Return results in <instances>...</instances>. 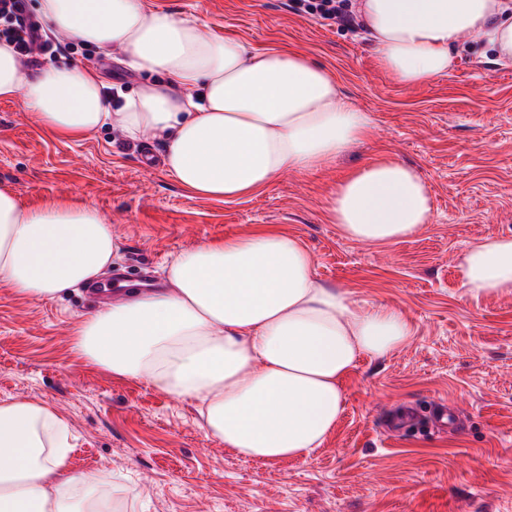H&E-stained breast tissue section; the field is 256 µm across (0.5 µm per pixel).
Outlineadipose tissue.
<instances>
[{"mask_svg":"<svg viewBox=\"0 0 512 512\" xmlns=\"http://www.w3.org/2000/svg\"><path fill=\"white\" fill-rule=\"evenodd\" d=\"M36 9L51 32L120 49L134 70L168 80L144 83L115 109L93 71H35L0 42V98L21 100L60 138L106 125L132 141L158 138L168 174L190 193L245 197L282 173L331 164L372 131L369 113L303 54L254 51L146 0H37ZM355 10L400 83L448 75L464 33L480 35L495 63H512V0H357ZM326 215L347 239L388 245L424 229L432 203L415 168L378 159L337 185ZM117 251L96 207H30L0 188V284L16 294L88 285ZM458 268L472 297L512 294V237L469 246ZM164 275L165 288L130 292L80 323L75 349L113 376L198 403L205 435L245 459L311 456L345 410V378L412 334L398 308L357 305L318 277L300 239L274 229L181 252ZM70 439L54 410L0 401V512H112L102 475L71 467Z\"/></svg>","mask_w":512,"mask_h":512,"instance_id":"1","label":"adipose tissue"}]
</instances>
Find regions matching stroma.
<instances>
[{
    "label": "stroma",
    "mask_w": 512,
    "mask_h": 512,
    "mask_svg": "<svg viewBox=\"0 0 512 512\" xmlns=\"http://www.w3.org/2000/svg\"><path fill=\"white\" fill-rule=\"evenodd\" d=\"M253 50L288 46L327 67L373 119L371 136L313 172L288 171L225 202L189 193L163 168L160 140L101 127L69 140L46 132L20 100H0V187L45 206L72 197L96 206L129 285L158 279L172 254L269 227L303 241L317 275L361 306L385 303L414 326L381 359L344 382L345 411L305 459L246 460L205 436L195 404L155 385L113 377L73 349L72 329L104 301L79 288L29 299L0 286V400L52 408L71 426L74 469L109 476L112 512H512V294L474 298L458 259L512 236V68L491 62L475 34L458 39L452 72L413 86L379 64L361 31L323 26L289 0H148ZM98 68L110 87L150 81L121 50ZM379 157L414 166L431 194L430 224L377 246L344 238L326 202L353 170ZM442 400L456 428L411 434L378 426L385 408Z\"/></svg>",
    "instance_id": "obj_1"
}]
</instances>
